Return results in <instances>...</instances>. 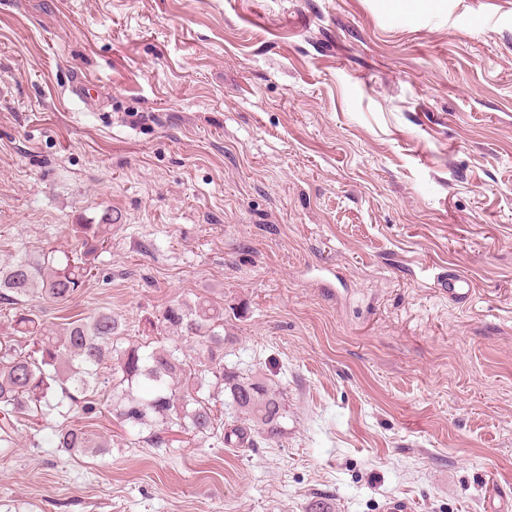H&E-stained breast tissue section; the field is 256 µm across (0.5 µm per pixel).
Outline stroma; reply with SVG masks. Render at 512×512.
<instances>
[{
	"label": "stroma",
	"instance_id": "stroma-1",
	"mask_svg": "<svg viewBox=\"0 0 512 512\" xmlns=\"http://www.w3.org/2000/svg\"><path fill=\"white\" fill-rule=\"evenodd\" d=\"M106 252L43 319L198 295L288 404L240 447L22 428L0 512H486L512 501V0H0V258ZM458 269L468 302L439 293Z\"/></svg>",
	"mask_w": 512,
	"mask_h": 512
}]
</instances>
